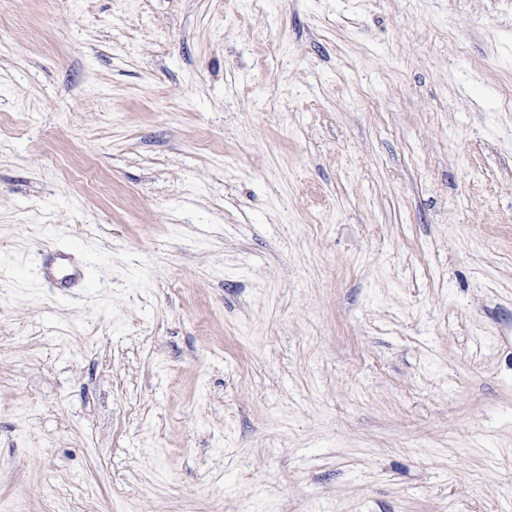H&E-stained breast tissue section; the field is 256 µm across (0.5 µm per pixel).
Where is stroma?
<instances>
[{
    "mask_svg": "<svg viewBox=\"0 0 512 512\" xmlns=\"http://www.w3.org/2000/svg\"><path fill=\"white\" fill-rule=\"evenodd\" d=\"M507 86L512 0H0V512H512ZM69 258L64 252L58 251L53 257L52 263L45 265L42 273L45 279L55 281L60 275L66 281L77 280L81 277V271L70 267L67 263Z\"/></svg>",
    "mask_w": 512,
    "mask_h": 512,
    "instance_id": "obj_1",
    "label": "stroma"
}]
</instances>
